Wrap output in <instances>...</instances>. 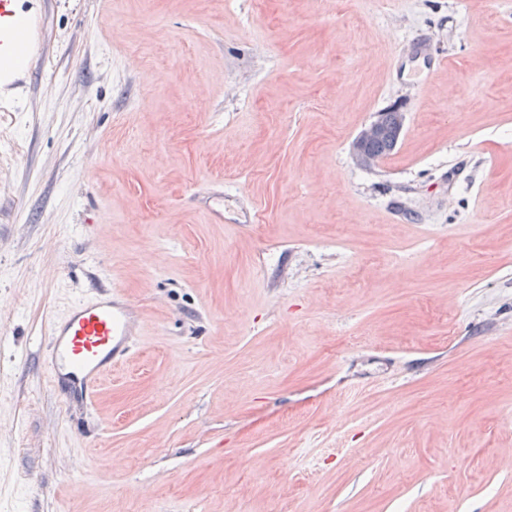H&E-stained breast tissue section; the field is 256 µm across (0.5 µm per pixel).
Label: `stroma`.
<instances>
[{"label":"stroma","mask_w":512,"mask_h":512,"mask_svg":"<svg viewBox=\"0 0 512 512\" xmlns=\"http://www.w3.org/2000/svg\"><path fill=\"white\" fill-rule=\"evenodd\" d=\"M15 11L0 512H512V0ZM114 285L141 334L64 402L50 322ZM382 133L383 127L379 121V117L361 130L353 144V155L358 166L372 168L378 162L377 158L373 155L382 157L393 151L395 148L393 138L385 137L382 139H375L381 136ZM365 142H367L365 144V149L373 155L363 149V144Z\"/></svg>","instance_id":"obj_1"}]
</instances>
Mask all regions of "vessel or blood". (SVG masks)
Returning a JSON list of instances; mask_svg holds the SVG:
<instances>
[{"label": "vessel or blood", "mask_w": 512, "mask_h": 512, "mask_svg": "<svg viewBox=\"0 0 512 512\" xmlns=\"http://www.w3.org/2000/svg\"><path fill=\"white\" fill-rule=\"evenodd\" d=\"M139 334L137 310L119 290L76 301L49 329L52 386L67 383L91 395L100 377L127 359Z\"/></svg>", "instance_id": "obj_1"}]
</instances>
